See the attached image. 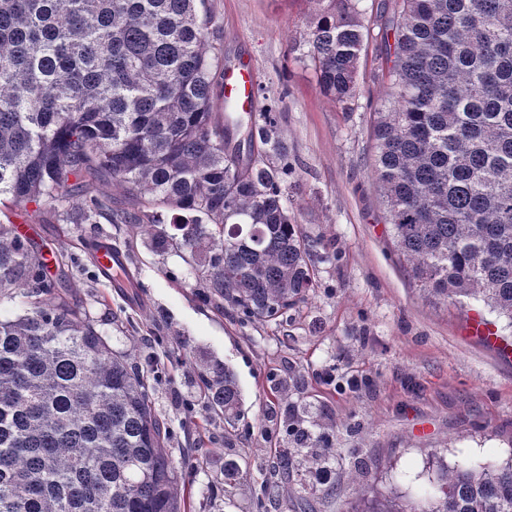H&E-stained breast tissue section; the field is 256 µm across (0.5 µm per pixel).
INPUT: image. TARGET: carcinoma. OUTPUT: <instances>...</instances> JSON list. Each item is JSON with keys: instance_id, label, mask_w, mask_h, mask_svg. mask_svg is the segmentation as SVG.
Segmentation results:
<instances>
[{"instance_id": "1", "label": "carcinoma", "mask_w": 512, "mask_h": 512, "mask_svg": "<svg viewBox=\"0 0 512 512\" xmlns=\"http://www.w3.org/2000/svg\"><path fill=\"white\" fill-rule=\"evenodd\" d=\"M211 24L207 0H0V205L89 221L109 208L94 195L107 175L131 204L113 223L189 252L217 307L265 320L314 287L313 245L288 214L274 121L259 136L280 164L244 165L230 106L212 111ZM380 31L374 174L399 260L424 293L481 301L512 330V0H399ZM363 42L357 0L306 37L339 103ZM46 269L0 225V297L24 306L0 319V512H182L140 366ZM201 379L205 408L234 418V375L209 360ZM438 482L418 503L364 490L352 512H512V458L441 465Z\"/></svg>"}]
</instances>
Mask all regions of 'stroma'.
<instances>
[{
	"instance_id": "1",
	"label": "stroma",
	"mask_w": 512,
	"mask_h": 512,
	"mask_svg": "<svg viewBox=\"0 0 512 512\" xmlns=\"http://www.w3.org/2000/svg\"><path fill=\"white\" fill-rule=\"evenodd\" d=\"M331 0H209L225 65L252 61L256 110L272 114L288 158L286 201L316 241L315 286L305 301L259 321L206 299L189 254L161 252L150 235L108 215L15 207L0 224L24 226L54 253L64 278L114 348L155 369L149 395L170 429L186 512H350L360 490L385 483L431 489L432 457L481 469L512 457V333L500 346L472 333L478 311L426 298L395 252L373 172L380 105V17L394 0H359L368 30L355 98L321 93L303 39ZM111 240L140 287H113L92 245ZM213 356L242 394L232 422L199 403L201 364ZM288 454V508L258 496ZM321 459L312 467L311 458ZM242 478L224 482L225 460Z\"/></svg>"
}]
</instances>
